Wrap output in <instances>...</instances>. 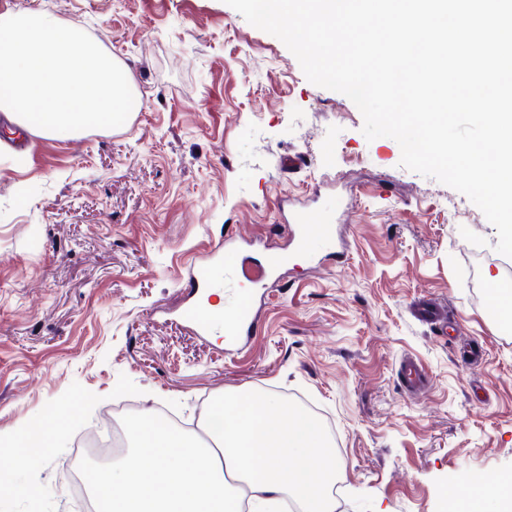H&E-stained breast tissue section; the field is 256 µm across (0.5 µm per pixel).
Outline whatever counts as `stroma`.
Returning <instances> with one entry per match:
<instances>
[{
	"label": "stroma",
	"mask_w": 512,
	"mask_h": 512,
	"mask_svg": "<svg viewBox=\"0 0 512 512\" xmlns=\"http://www.w3.org/2000/svg\"><path fill=\"white\" fill-rule=\"evenodd\" d=\"M19 11L96 40L136 107L118 128L0 148V434L36 423L54 443L32 462L0 452V512H80L73 446L123 400L191 434L225 393L305 399L344 465L336 512H448L465 475L512 474V330L487 311L504 270L477 206L402 167L394 139L366 140L347 96L225 0H0ZM286 200L344 225L346 259L292 257L248 336L200 335L182 317L191 264L231 236L263 241V261ZM423 297L454 332L411 316ZM407 355L430 376L415 396Z\"/></svg>",
	"instance_id": "stroma-1"
}]
</instances>
